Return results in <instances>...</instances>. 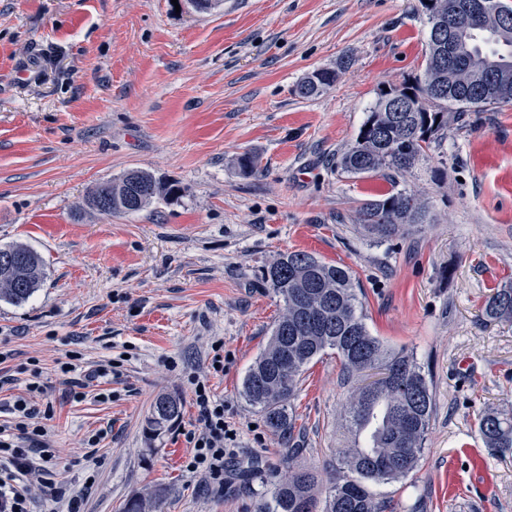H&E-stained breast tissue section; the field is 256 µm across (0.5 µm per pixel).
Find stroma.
I'll use <instances>...</instances> for the list:
<instances>
[{"instance_id":"35a3bbf8","label":"stroma","mask_w":512,"mask_h":512,"mask_svg":"<svg viewBox=\"0 0 512 512\" xmlns=\"http://www.w3.org/2000/svg\"><path fill=\"white\" fill-rule=\"evenodd\" d=\"M420 0H0V246L46 261L28 301L0 299V424L37 358L52 401L62 478L85 512H120L164 489V512H256L289 445L323 466L351 443L349 395L335 356L307 369L292 403L293 443L241 395L242 379L283 310L261 279L278 255L314 253L350 268L373 335L428 367L434 413L415 480L381 488L393 512H512V453L488 448L484 411L512 404V323L482 306L512 280V105L469 113L400 178L426 223L373 242L354 222L387 176L334 163L381 89L424 68ZM336 71L317 96L296 88ZM260 170L243 174L244 152ZM143 170L177 196L112 217L78 211L97 184ZM224 344V369L211 367ZM78 375L123 363L112 400H72ZM223 399L237 458L223 490L183 465L196 426L193 377ZM162 393L179 419L149 436ZM101 434L97 463L83 441ZM94 483H87L88 475Z\"/></svg>"}]
</instances>
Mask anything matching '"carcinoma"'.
I'll return each mask as SVG.
<instances>
[{
	"label": "carcinoma",
	"mask_w": 512,
	"mask_h": 512,
	"mask_svg": "<svg viewBox=\"0 0 512 512\" xmlns=\"http://www.w3.org/2000/svg\"><path fill=\"white\" fill-rule=\"evenodd\" d=\"M473 0H421L428 19L448 23L454 17L470 28L451 41L462 68L444 61L441 45L428 40L425 67L411 81L380 91L354 143L336 161L349 176L383 173L390 178L414 168L448 123L512 104V19L493 12L469 22ZM336 79L333 70H315L298 86L303 98L317 96ZM439 86L440 96L429 94ZM405 100L407 111L396 118L386 101ZM371 128H366V125ZM179 189L153 175L131 170L116 181L97 185L80 209L112 216L144 209L156 198H171ZM426 218V206L414 193L392 190L384 198L367 199L356 209L364 236L382 241L407 233ZM0 299L26 301L45 277V263L22 245L0 246ZM263 281L284 308L270 338L247 370L241 394L265 418L269 428L291 435V403L308 366L328 353L336 355L345 379L376 371L381 379L354 388L344 411L352 437L336 463L324 470L294 466L288 454V475L272 484L258 512H387L375 487L412 478L418 471L434 410L430 373L413 352L395 349L368 329L367 315L348 268L313 253L280 255L263 268ZM488 321L512 322V281L494 289L482 309ZM180 400L159 395L151 412L152 431L180 416ZM489 448L512 452V409L487 411L478 420ZM162 493L151 503L127 499L122 512H162Z\"/></svg>",
	"instance_id": "cac0c4a2"
}]
</instances>
